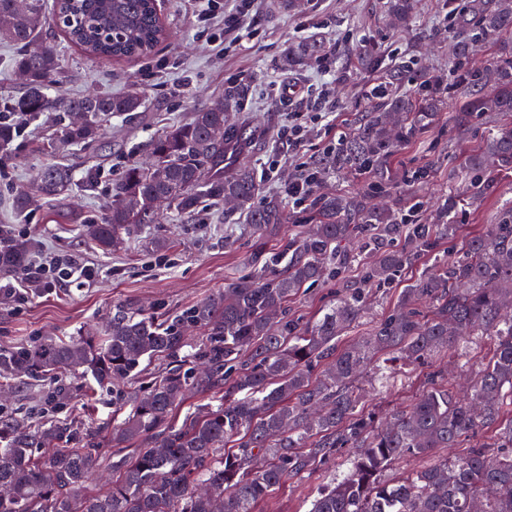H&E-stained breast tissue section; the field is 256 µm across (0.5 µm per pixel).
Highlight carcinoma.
I'll use <instances>...</instances> for the list:
<instances>
[{
    "instance_id": "1",
    "label": "carcinoma",
    "mask_w": 512,
    "mask_h": 512,
    "mask_svg": "<svg viewBox=\"0 0 512 512\" xmlns=\"http://www.w3.org/2000/svg\"><path fill=\"white\" fill-rule=\"evenodd\" d=\"M25 2L0 0V42L19 49L11 66L22 84L20 94L0 98V113L46 117L42 152L89 148L103 121L142 108L143 93L135 84L119 97L51 94L62 63L40 40L47 5ZM413 9V0L387 3L403 22ZM53 15L72 43L102 59L146 57L168 35L156 0H54ZM452 34L447 90L461 97L453 119L461 136L479 112L512 116V50L489 72L471 58L479 42L512 41V0H472L454 13ZM411 69V62H400L370 94L355 132L315 160L318 176L336 172L367 188L351 195L312 191L305 214L316 230L288 240L281 269H258L171 318L117 308L96 336L45 337L0 350L6 385L60 374L111 386L139 376L144 359L163 360L145 390H116L112 423L87 430L76 446L70 445L71 423L59 417L60 388L46 393L34 424L0 412V512H254L271 490L329 464L342 448L352 449L347 470L317 495L310 512H512V416L501 419L504 401L512 406V318L501 314L503 300L512 297L511 200L468 241L465 255L438 263L403 289L397 307L361 347H339L342 333L361 318L370 287L394 282L414 256L435 251L455 228L448 223L453 199L428 221L417 204L397 201L377 210L368 202L373 193L396 191L390 158L444 110V95L424 73L415 75L412 93L392 89ZM247 98V82L230 84L221 101L195 109L188 121L152 140L149 165L129 161L108 187L101 216H73L89 246L107 254L131 230L156 223L159 200L179 215L195 212L204 200L233 202L257 231L288 223L283 200L263 195L254 172L233 160L248 139L247 128L233 120ZM24 139L20 124L0 121L1 151ZM508 170L512 122L493 129L481 152L467 157L461 179L484 198ZM80 187L69 168L48 163L32 181L13 187L12 207L24 218L34 202L66 200ZM397 234L405 235V248L385 249L384 241ZM351 239L379 250L378 259L322 317L302 323L290 304L301 290L339 273L349 261L343 243ZM32 247L29 239H15L1 248L0 274L24 275ZM423 302L431 303L427 315L420 314ZM190 329L200 331L201 343L185 353ZM472 336L491 337L493 347L464 398L434 372L412 408L382 426L357 410L363 371L384 380L383 367L373 362L377 354L414 364L443 350L461 351ZM191 391L223 398L178 424L175 412ZM470 436L477 441L465 456L385 479L400 457L456 448ZM105 442L133 443L137 450L113 454L115 479L88 492Z\"/></svg>"
}]
</instances>
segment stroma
I'll return each mask as SVG.
<instances>
[{"label": "stroma", "instance_id": "1", "mask_svg": "<svg viewBox=\"0 0 512 512\" xmlns=\"http://www.w3.org/2000/svg\"><path fill=\"white\" fill-rule=\"evenodd\" d=\"M157 4L170 36L148 60L105 61L71 44L56 25L43 32L44 42L60 51L63 73L57 88L62 93L72 96L103 89L120 95L137 83L145 98L139 111L106 122L92 151L58 154V161L78 181L91 163L100 166L98 187L69 199V211L101 212L108 183L119 178L128 160L145 159L150 138L188 120L193 109L222 98L232 82L243 80L252 88L240 118L249 122L253 136L239 159L259 172L289 113L316 97L323 80L316 69L319 56L332 55L337 69L325 109L337 114L350 132L369 105L367 91L375 73H388L396 62L409 60L415 69L444 80L453 62L451 35L442 25L448 0H416L413 18L404 27L391 23L387 0H255L251 16L237 30V49L226 57L207 44L199 23L206 0H157ZM302 48L308 51L303 61L287 63L289 50ZM365 49L377 56L378 71L366 67L361 55ZM504 121L497 113L474 115L460 142L453 137L448 113H441L393 159L390 174L411 201L426 210L436 208L448 194L460 192L456 174L465 157L483 147L489 132ZM45 134L44 124H31L28 148L9 157L5 171L0 172V224L18 222L11 207V187L31 181L47 163V155L34 149ZM422 166L429 168L428 178L412 184L413 172ZM508 198L512 199V171L500 175L495 194L474 204L463 202L450 218L453 235L442 239L435 252L415 256L396 285L370 289L361 321L344 333L343 344L356 343L384 318L394 308L400 289L431 272L437 259L462 256L468 240L492 223L501 201ZM308 229L299 216L259 233L243 223L240 210L212 205L192 216L164 212L158 223L135 230L125 236L120 249L104 255L88 246L79 225L63 218L57 206L37 203L22 225L24 234L36 246L95 265L99 276L82 288L60 287L29 296L20 306L0 299V349L45 336H76L94 328L118 305L163 317L177 314L255 269L274 264L288 238ZM346 250L353 253V262L337 278L305 290L292 305L296 317L314 320L335 294L359 280L364 265L378 257L371 248L359 251L350 244ZM491 347L490 337H474L464 367L449 352L415 365L390 361L388 384H379L369 374L361 380L359 409L379 421L410 408L432 371H442L449 385L462 387L474 378ZM344 462V456H337L335 462L273 490L257 504L256 512H309L317 494L341 477Z\"/></svg>", "mask_w": 512, "mask_h": 512}]
</instances>
